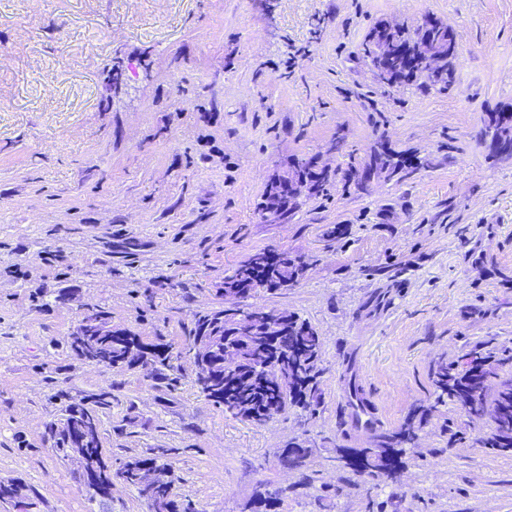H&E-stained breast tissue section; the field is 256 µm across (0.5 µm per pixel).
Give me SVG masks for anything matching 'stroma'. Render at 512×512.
<instances>
[{"instance_id":"35a3bbf8","label":"stroma","mask_w":512,"mask_h":512,"mask_svg":"<svg viewBox=\"0 0 512 512\" xmlns=\"http://www.w3.org/2000/svg\"><path fill=\"white\" fill-rule=\"evenodd\" d=\"M429 15L453 33L447 83L388 86L363 45ZM512 110V0H0V483L31 512H148L114 484L91 500L44 438L57 389L111 388L113 461L169 449L178 498L240 512L257 482L280 512H512V450L491 420L436 404L432 370L480 352L512 377V161L490 113ZM414 174H370L377 148ZM336 174L270 223L271 175L292 161ZM305 257L295 286L227 298L250 252ZM251 304L323 339L316 415L256 426L214 406L191 365L171 395L143 372L68 357L84 307L181 346L190 314ZM358 368L381 426L429 407L395 480L364 482L331 448L372 447L347 422ZM318 445L310 484L276 448Z\"/></svg>"}]
</instances>
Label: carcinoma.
<instances>
[{
	"label": "carcinoma",
	"instance_id": "cac0c4a2",
	"mask_svg": "<svg viewBox=\"0 0 512 512\" xmlns=\"http://www.w3.org/2000/svg\"><path fill=\"white\" fill-rule=\"evenodd\" d=\"M374 35L383 38L402 54H419V32L404 28H379ZM451 61L443 57L434 71H420L417 77L445 82ZM512 136V112H497L489 120L487 136ZM368 170L397 183L405 181L412 170L402 159L387 151L375 150L370 155ZM301 255L288 256V266L278 271L280 277L294 284L303 270ZM106 333L102 336L69 334L64 346L68 355L91 360L109 368L134 372L151 366L153 387L172 391L176 388L179 361L191 354L200 336L220 337L219 348L211 355L205 377H196L195 385L212 404L237 419L259 424L290 408L313 413L320 404L322 374V340L306 321L287 314L288 332L278 336L251 333L249 309L234 311L222 308L192 315L181 347L175 348L162 337L139 336L125 328L112 327L108 311L95 305L91 308ZM490 371L482 360L471 357L462 365L441 362L434 371L438 402L452 401L470 417L482 418L493 408L494 435L487 439L490 448H512V380L502 383L489 395L487 379ZM61 416L46 424L54 443L52 449L63 459L77 462L81 484L94 499L105 498L103 475L112 471V478L138 491L149 512H198L188 499L173 494L172 476L166 462L168 449L153 448L150 452L125 458L117 468L103 451L104 417L112 410V391H69ZM416 436L415 422L407 421L396 431L374 432L372 448H335L336 459L369 481L390 479L402 466L406 445ZM314 449L291 441L275 452L278 463L300 472L301 483L311 480L307 473ZM286 489L269 483H258L242 505L241 512H276ZM0 503L15 512H28L29 502L23 488L0 483Z\"/></svg>",
	"mask_w": 512,
	"mask_h": 512
}]
</instances>
